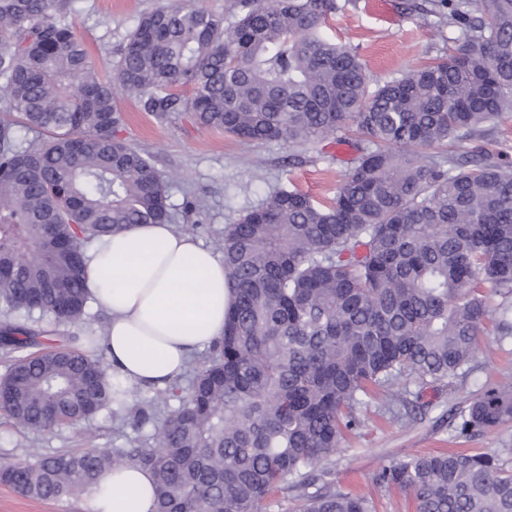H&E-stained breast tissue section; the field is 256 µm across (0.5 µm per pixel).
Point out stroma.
Segmentation results:
<instances>
[{
  "label": "stroma",
  "mask_w": 512,
  "mask_h": 512,
  "mask_svg": "<svg viewBox=\"0 0 512 512\" xmlns=\"http://www.w3.org/2000/svg\"><path fill=\"white\" fill-rule=\"evenodd\" d=\"M160 0H78L74 22L85 38L100 74L107 75L139 15ZM327 33L356 48L372 83L456 52L464 42L460 28L432 13L430 0H335ZM128 123L124 135L149 154L167 176L169 202L177 214L176 230L197 223L194 233L204 247L220 252L226 225L279 189H297L315 200L333 198L336 185L357 156L352 144L318 147L284 141L247 144L224 133L193 125L182 115L163 123L120 97ZM512 163V116L487 124L480 136L463 144ZM512 379V338L479 336L471 362L449 379L447 387L425 388L420 407L398 419L370 400L362 427L346 434L332 458L337 482L345 489L371 495L376 512H414L410 498L395 488H381L375 475L390 461L449 448L493 451L512 446V423L471 436L456 432L457 412L472 397ZM133 410L138 402H131ZM131 414L112 419L101 412L91 422L32 435L0 426V464L22 462L32 454H54L79 448L148 447V430H135ZM88 497L45 501L24 496L0 484V512H89Z\"/></svg>",
  "instance_id": "35a3bbf8"
}]
</instances>
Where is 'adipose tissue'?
<instances>
[{"instance_id": "1", "label": "adipose tissue", "mask_w": 512, "mask_h": 512, "mask_svg": "<svg viewBox=\"0 0 512 512\" xmlns=\"http://www.w3.org/2000/svg\"><path fill=\"white\" fill-rule=\"evenodd\" d=\"M86 262L90 298L112 316L86 349L104 352L113 380L169 385L223 332L230 299L224 263L172 225H132L93 242ZM155 495L149 472L112 471L99 481L94 508L152 512Z\"/></svg>"}]
</instances>
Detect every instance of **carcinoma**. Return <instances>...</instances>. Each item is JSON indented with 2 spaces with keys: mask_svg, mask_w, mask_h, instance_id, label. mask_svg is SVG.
I'll list each match as a JSON object with an SVG mask.
<instances>
[{
  "mask_svg": "<svg viewBox=\"0 0 512 512\" xmlns=\"http://www.w3.org/2000/svg\"><path fill=\"white\" fill-rule=\"evenodd\" d=\"M75 0H0V414L50 432L141 400L152 445L84 448L0 466L34 499L93 496L120 467L149 470L154 512H262L289 486L302 512H372L336 487L329 458L380 393L396 417L411 387L444 384L486 321L512 336V166L463 142L512 113V0H435L465 32L458 52L375 86L357 51L324 34L335 0H237L238 14L179 3L142 14L99 75L71 15ZM156 122L178 112L247 143L316 146L358 132V152L317 203L278 190L224 228L232 300L189 390L141 398L69 344L89 295L85 242L169 224L167 181L122 136L113 88ZM500 301L490 306L489 299ZM512 422V385L459 412L461 436ZM500 453L451 450L390 462L379 485L415 512H512ZM317 471L309 493L298 480Z\"/></svg>",
  "mask_w": 512,
  "mask_h": 512,
  "instance_id": "obj_1",
  "label": "carcinoma"
}]
</instances>
